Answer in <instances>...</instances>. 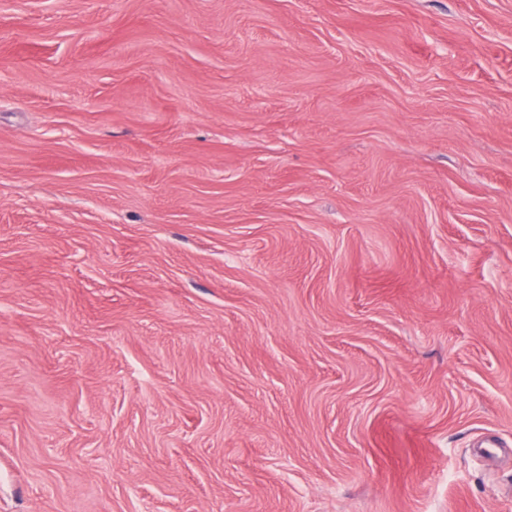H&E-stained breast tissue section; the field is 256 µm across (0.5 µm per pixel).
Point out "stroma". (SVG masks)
I'll return each instance as SVG.
<instances>
[{
  "label": "stroma",
  "mask_w": 512,
  "mask_h": 512,
  "mask_svg": "<svg viewBox=\"0 0 512 512\" xmlns=\"http://www.w3.org/2000/svg\"><path fill=\"white\" fill-rule=\"evenodd\" d=\"M0 512H512V0H0Z\"/></svg>",
  "instance_id": "1"
}]
</instances>
